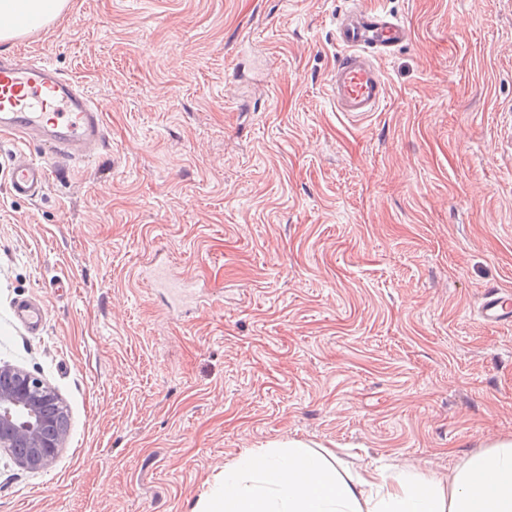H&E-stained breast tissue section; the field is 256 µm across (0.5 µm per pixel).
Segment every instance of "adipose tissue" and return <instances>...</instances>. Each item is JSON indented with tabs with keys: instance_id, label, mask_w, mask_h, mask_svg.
Segmentation results:
<instances>
[{
	"instance_id": "1",
	"label": "adipose tissue",
	"mask_w": 512,
	"mask_h": 512,
	"mask_svg": "<svg viewBox=\"0 0 512 512\" xmlns=\"http://www.w3.org/2000/svg\"><path fill=\"white\" fill-rule=\"evenodd\" d=\"M67 0H0V42L45 28ZM194 512H512V437L489 443L444 480L406 469L346 471L334 451L294 439L250 450Z\"/></svg>"
}]
</instances>
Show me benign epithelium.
<instances>
[{
	"mask_svg": "<svg viewBox=\"0 0 512 512\" xmlns=\"http://www.w3.org/2000/svg\"><path fill=\"white\" fill-rule=\"evenodd\" d=\"M56 393L42 380L0 366V450L29 470H40L58 454L67 428L52 413Z\"/></svg>",
	"mask_w": 512,
	"mask_h": 512,
	"instance_id": "benign-epithelium-1",
	"label": "benign epithelium"
}]
</instances>
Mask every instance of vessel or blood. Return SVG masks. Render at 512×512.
<instances>
[{"instance_id": "b4317fda", "label": "vessel or blood", "mask_w": 512, "mask_h": 512, "mask_svg": "<svg viewBox=\"0 0 512 512\" xmlns=\"http://www.w3.org/2000/svg\"><path fill=\"white\" fill-rule=\"evenodd\" d=\"M411 25L373 0H351L336 20L341 48L328 80V96L337 111L363 120L386 99L380 62L412 43ZM0 130L23 138L40 136L54 159L88 156L103 136V116L77 83L59 77L46 61H0ZM50 167L24 153L12 159L9 185L13 196L33 198L48 183ZM152 288H164L177 300L191 297L190 281L168 272L147 277ZM485 324L512 323V296L488 290L480 307Z\"/></svg>"}]
</instances>
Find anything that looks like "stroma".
Here are the masks:
<instances>
[{
	"label": "stroma",
	"instance_id": "1",
	"mask_svg": "<svg viewBox=\"0 0 512 512\" xmlns=\"http://www.w3.org/2000/svg\"><path fill=\"white\" fill-rule=\"evenodd\" d=\"M383 5L415 38L361 122L326 85L349 0H68L0 43L105 127L32 200L11 157L47 149L0 133V365L69 412L45 469L0 454V512H191L288 439L444 479L512 435V325L478 316L512 292V0ZM150 288H166L168 293L177 300H185L193 295L190 290L192 283L181 276L168 272H154L150 277L143 278Z\"/></svg>",
	"mask_w": 512,
	"mask_h": 512
}]
</instances>
